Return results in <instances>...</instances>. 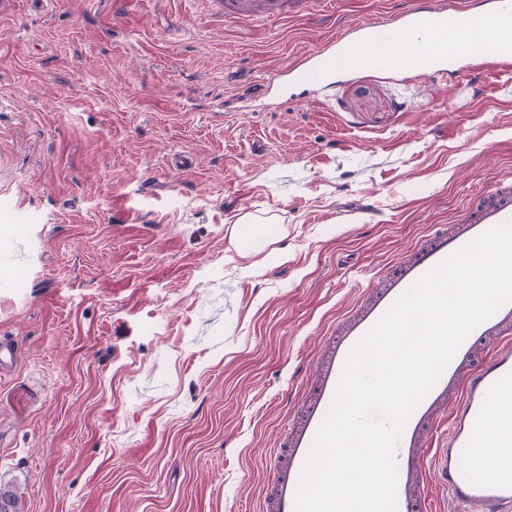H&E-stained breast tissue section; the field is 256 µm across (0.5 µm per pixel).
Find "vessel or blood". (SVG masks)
Segmentation results:
<instances>
[{"label": "vessel or blood", "mask_w": 512, "mask_h": 512, "mask_svg": "<svg viewBox=\"0 0 512 512\" xmlns=\"http://www.w3.org/2000/svg\"><path fill=\"white\" fill-rule=\"evenodd\" d=\"M221 4L228 19L276 20L285 15L288 0H221ZM475 6L473 0H460L451 8L415 7L384 30L370 22L356 24L322 50L301 55L279 74L280 85L287 89L285 99L303 103L309 84H335L336 58L350 55L356 67L400 81L411 73L456 78L481 69L483 55L470 46L464 23ZM479 6L499 30L496 64L500 72L511 73L512 0H482ZM405 34L414 39L411 54L399 58L382 49V41ZM510 218L512 179L506 177L491 192L473 195L457 224L432 226L323 339L297 417L283 431L271 465L269 512H294L303 464L352 347L422 274ZM491 419L502 427L499 445L504 453L488 468L480 463L478 433ZM395 459L397 512H432L438 494L447 497L450 512H512V302L476 326L461 343L410 416Z\"/></svg>", "instance_id": "obj_1"}]
</instances>
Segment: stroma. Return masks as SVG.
I'll return each instance as SVG.
<instances>
[{"mask_svg":"<svg viewBox=\"0 0 512 512\" xmlns=\"http://www.w3.org/2000/svg\"><path fill=\"white\" fill-rule=\"evenodd\" d=\"M414 0H0V486L24 512H261L362 285L512 176V77H275ZM272 218L276 256L228 229ZM290 0H221L224 19L255 18L277 20L282 18Z\"/></svg>","mask_w":512,"mask_h":512,"instance_id":"obj_1","label":"stroma"}]
</instances>
